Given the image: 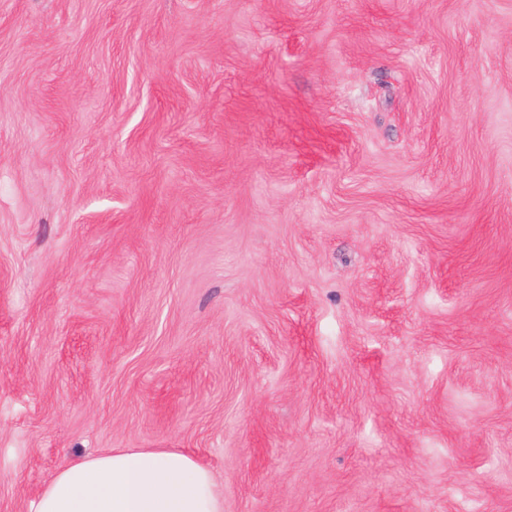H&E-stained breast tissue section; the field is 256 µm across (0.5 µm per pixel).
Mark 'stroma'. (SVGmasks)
<instances>
[{"label":"stroma","instance_id":"obj_1","mask_svg":"<svg viewBox=\"0 0 512 512\" xmlns=\"http://www.w3.org/2000/svg\"><path fill=\"white\" fill-rule=\"evenodd\" d=\"M109 448L512 512V0H0V512Z\"/></svg>","mask_w":512,"mask_h":512}]
</instances>
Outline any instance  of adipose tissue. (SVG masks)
<instances>
[{
	"mask_svg": "<svg viewBox=\"0 0 512 512\" xmlns=\"http://www.w3.org/2000/svg\"><path fill=\"white\" fill-rule=\"evenodd\" d=\"M36 512H224L212 472L174 448H112L71 460Z\"/></svg>",
	"mask_w": 512,
	"mask_h": 512,
	"instance_id": "1",
	"label": "adipose tissue"
}]
</instances>
